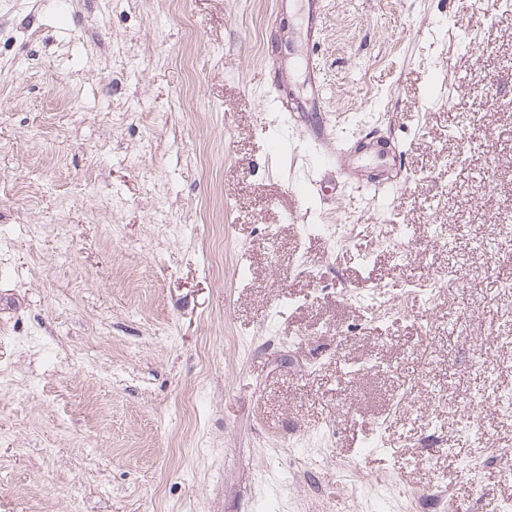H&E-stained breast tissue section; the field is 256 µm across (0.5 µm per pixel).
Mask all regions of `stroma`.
<instances>
[{
  "label": "stroma",
  "mask_w": 512,
  "mask_h": 512,
  "mask_svg": "<svg viewBox=\"0 0 512 512\" xmlns=\"http://www.w3.org/2000/svg\"><path fill=\"white\" fill-rule=\"evenodd\" d=\"M278 3L0 0V512L512 500V9Z\"/></svg>",
  "instance_id": "obj_1"
}]
</instances>
